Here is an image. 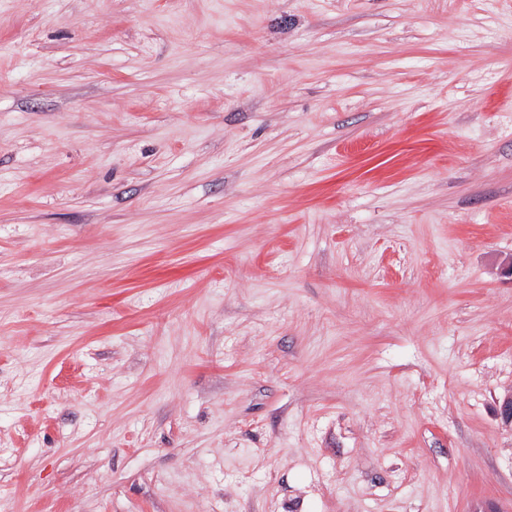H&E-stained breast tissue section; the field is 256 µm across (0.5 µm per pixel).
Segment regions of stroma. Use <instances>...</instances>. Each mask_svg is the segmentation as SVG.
Instances as JSON below:
<instances>
[{"label":"stroma","mask_w":512,"mask_h":512,"mask_svg":"<svg viewBox=\"0 0 512 512\" xmlns=\"http://www.w3.org/2000/svg\"><path fill=\"white\" fill-rule=\"evenodd\" d=\"M512 0H0V512H512Z\"/></svg>","instance_id":"stroma-1"}]
</instances>
